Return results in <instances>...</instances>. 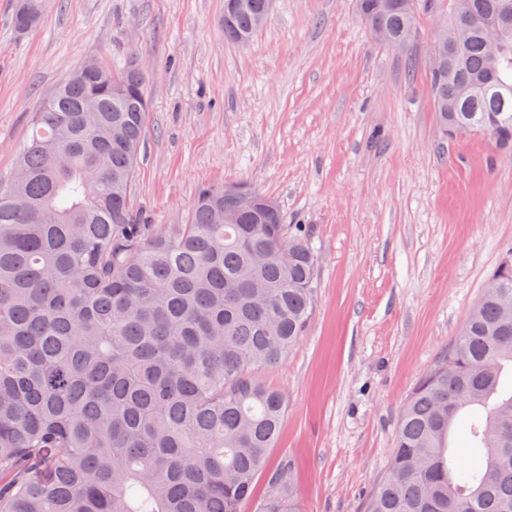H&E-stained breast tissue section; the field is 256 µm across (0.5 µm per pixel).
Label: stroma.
<instances>
[{
    "mask_svg": "<svg viewBox=\"0 0 512 512\" xmlns=\"http://www.w3.org/2000/svg\"><path fill=\"white\" fill-rule=\"evenodd\" d=\"M448 0L404 48L357 0H274L241 47L224 0H44L18 33L0 0V181L33 114L90 61L146 69L130 189L141 223H187L206 187L243 183L307 225L317 257L301 341L259 376L287 398L270 466L302 512H365L404 403L446 353L512 246V153L443 134L427 80Z\"/></svg>",
    "mask_w": 512,
    "mask_h": 512,
    "instance_id": "1",
    "label": "stroma"
}]
</instances>
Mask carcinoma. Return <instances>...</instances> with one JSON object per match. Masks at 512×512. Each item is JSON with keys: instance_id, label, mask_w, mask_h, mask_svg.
<instances>
[{"instance_id": "obj_1", "label": "carcinoma", "mask_w": 512, "mask_h": 512, "mask_svg": "<svg viewBox=\"0 0 512 512\" xmlns=\"http://www.w3.org/2000/svg\"><path fill=\"white\" fill-rule=\"evenodd\" d=\"M224 10L252 36L265 0ZM504 0H450L448 28L502 21ZM43 0H19L26 33ZM391 46L417 30L414 0H358ZM492 54L483 26L427 72L445 134L512 150V21ZM122 86L115 93L112 87ZM147 118L144 83L75 71L35 112L0 188V512H241L265 472L287 400L254 371L308 326L315 252L304 224L248 211L224 223V188L187 224L148 233L128 200ZM512 248L407 398L366 512H512ZM466 432L477 464L450 439ZM259 512H298L289 467Z\"/></svg>"}]
</instances>
